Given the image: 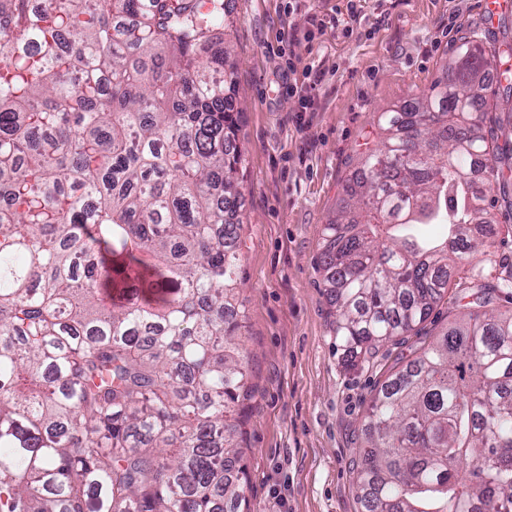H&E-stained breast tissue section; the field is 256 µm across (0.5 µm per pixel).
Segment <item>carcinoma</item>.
<instances>
[{"label": "carcinoma", "instance_id": "cac0c4a2", "mask_svg": "<svg viewBox=\"0 0 512 512\" xmlns=\"http://www.w3.org/2000/svg\"><path fill=\"white\" fill-rule=\"evenodd\" d=\"M231 2L0 0V512L241 507ZM487 54L512 43L463 39L380 113L325 227L349 367L473 283L365 411L364 512H512V272L473 266L512 211V72Z\"/></svg>", "mask_w": 512, "mask_h": 512}]
</instances>
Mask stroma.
<instances>
[{
    "label": "stroma",
    "mask_w": 512,
    "mask_h": 512,
    "mask_svg": "<svg viewBox=\"0 0 512 512\" xmlns=\"http://www.w3.org/2000/svg\"><path fill=\"white\" fill-rule=\"evenodd\" d=\"M317 27H310L309 18ZM224 37L239 87L244 153L237 305L253 387L243 444L248 512H364L362 417L375 390L458 318L450 280L418 332L346 368L320 263L325 226L377 115L430 86L460 38L512 35V7L481 0H234ZM320 76L301 113L290 85Z\"/></svg>",
    "instance_id": "stroma-1"
}]
</instances>
